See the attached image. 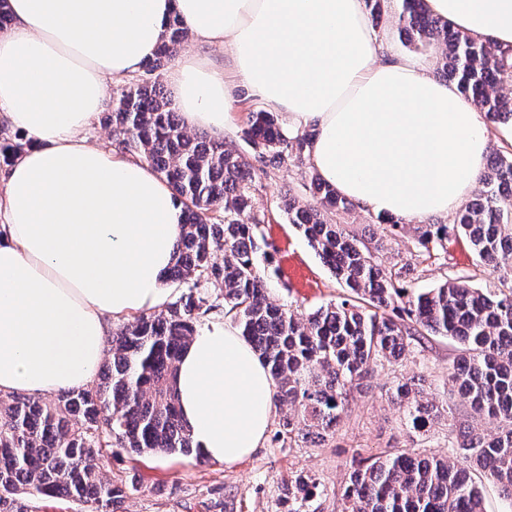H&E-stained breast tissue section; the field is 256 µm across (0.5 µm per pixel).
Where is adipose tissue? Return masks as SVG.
<instances>
[{
  "label": "adipose tissue",
  "instance_id": "ef3b65f1",
  "mask_svg": "<svg viewBox=\"0 0 512 512\" xmlns=\"http://www.w3.org/2000/svg\"><path fill=\"white\" fill-rule=\"evenodd\" d=\"M437 17L512 47V0H427ZM0 125L26 146L0 172V392L89 385L111 320L170 301L181 204L146 161L91 144L107 83L153 57L180 15L194 44L170 69L188 127L224 135L233 82L292 129H310L319 177L375 216L425 222L471 196L485 122L430 64L392 51L364 0H8ZM176 391L193 447L227 467L271 426L275 382L230 322L200 329Z\"/></svg>",
  "mask_w": 512,
  "mask_h": 512
}]
</instances>
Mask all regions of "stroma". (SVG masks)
<instances>
[{
	"label": "stroma",
	"instance_id": "35a3bbf8",
	"mask_svg": "<svg viewBox=\"0 0 512 512\" xmlns=\"http://www.w3.org/2000/svg\"><path fill=\"white\" fill-rule=\"evenodd\" d=\"M261 105L249 86L238 85L230 108L234 132L225 142L249 158L255 152L245 140L243 129L249 110ZM309 180L308 167L291 163L275 174L257 175L253 190L257 210L266 215V238L275 248L278 274L268 283L269 296L275 303L304 310L327 304L343 293L307 240L278 207L280 199L288 194L303 202L310 200ZM457 275L472 276L474 285L481 288L492 279L489 271L474 266L462 245L453 244L448 248L447 262H425L412 286L423 291ZM457 354L453 342L435 337L424 352L410 354L396 363H384L373 377L371 390L350 398L347 416L336 434L319 445L300 447L268 439L254 455L232 467L200 460L195 454L135 459L125 449H109L102 461L103 471L113 484L125 489L113 503L112 512H285L288 481L298 471L317 479L320 494L316 503L320 512H336L357 455L367 456L407 444L403 412L385 394L393 377L425 375L428 399L446 411L445 417L420 436L423 453L446 454L448 422L452 419L469 421L488 433L496 432L497 423L474 416L450 390L448 365Z\"/></svg>",
	"mask_w": 512,
	"mask_h": 512
}]
</instances>
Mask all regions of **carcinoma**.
<instances>
[{
  "label": "carcinoma",
  "mask_w": 512,
  "mask_h": 512,
  "mask_svg": "<svg viewBox=\"0 0 512 512\" xmlns=\"http://www.w3.org/2000/svg\"><path fill=\"white\" fill-rule=\"evenodd\" d=\"M401 31L415 48L444 46L442 71L468 94L492 125L512 124V53L452 28L426 8L402 0ZM188 34L179 16L149 72L177 56ZM113 134L128 152L167 179L183 204L178 255L169 280L187 291L157 314L141 315L112 332V361L99 380L64 389L52 401L0 395V512H20L17 496L69 498L88 512H112L122 489L98 461L109 448L137 456L188 454L175 392L177 361L197 326L217 305L204 291L219 287L230 318L276 382V400L288 405L274 440L300 445L334 434L351 392L372 389L376 368L425 348L432 336L463 348L448 366V385L473 414L500 421L495 433L463 427L448 434V454L420 456L410 448L359 458L341 497V512H485L474 478L480 472L512 506V150L499 152L478 177L479 194L454 224L417 227L415 261L386 266L376 236L362 238L334 222L351 211L335 188L311 173L312 201L292 195L281 209L345 293L336 303L298 312L268 300L266 216L252 207L257 173L301 162L313 137L290 134L277 113L248 111L245 140L258 150L254 166L224 141L188 131L159 80L131 84L112 100ZM465 241L475 264L496 282L477 288L459 277L417 292L404 283L419 265L446 259L451 238ZM388 398L404 408L408 438L426 430L439 412L425 399L421 378H397ZM316 479L297 475L288 484L287 512H317Z\"/></svg>",
  "instance_id": "carcinoma-1"
}]
</instances>
